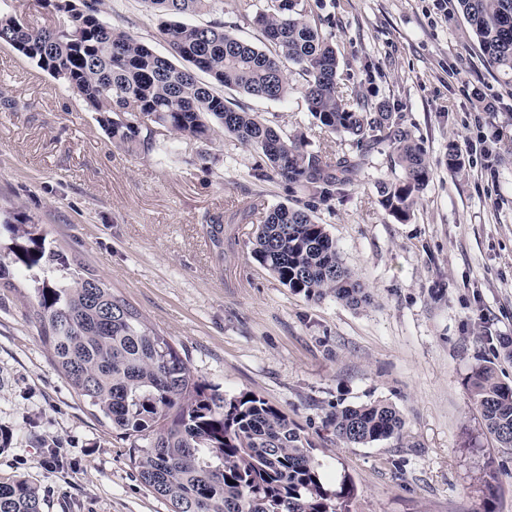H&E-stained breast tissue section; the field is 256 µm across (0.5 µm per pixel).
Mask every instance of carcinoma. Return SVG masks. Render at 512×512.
Here are the masks:
<instances>
[{
	"instance_id": "cac0c4a2",
	"label": "carcinoma",
	"mask_w": 512,
	"mask_h": 512,
	"mask_svg": "<svg viewBox=\"0 0 512 512\" xmlns=\"http://www.w3.org/2000/svg\"><path fill=\"white\" fill-rule=\"evenodd\" d=\"M55 22L39 27L0 9V42L77 91L113 144L148 153L155 127L209 142L229 134L262 155L253 176L281 179L308 199L278 204L258 224L252 254L279 282L310 301L327 297L352 308L371 293L343 262L316 212L347 195L357 164L339 151L309 148L304 135L283 136L226 92L285 102L301 95L317 127L347 136L362 155L389 149L403 177L374 183L379 205L400 223L410 219L431 167L402 115L385 100L339 94V58L310 0H241L237 18L257 27L259 43L226 23L224 0H141L159 19L158 35L178 66L145 38L102 19L105 0H36ZM486 62L512 80V0H456ZM208 15L201 24L177 22ZM303 83L298 84L294 75ZM9 251L33 276V319L58 371L75 393L131 441L141 482L170 512H350L354 490L328 489L310 442L288 415L263 398L227 397L194 379L169 339L101 278L83 275L46 246L37 224H6ZM469 394L487 431L512 448V385L490 364L477 365ZM325 427L346 445L403 439L405 420L377 401L327 415ZM38 489L22 478L0 480V512H42Z\"/></svg>"
}]
</instances>
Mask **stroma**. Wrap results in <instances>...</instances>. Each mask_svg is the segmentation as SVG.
Instances as JSON below:
<instances>
[{
  "label": "stroma",
  "instance_id": "obj_1",
  "mask_svg": "<svg viewBox=\"0 0 512 512\" xmlns=\"http://www.w3.org/2000/svg\"><path fill=\"white\" fill-rule=\"evenodd\" d=\"M455 4L314 8L341 59L340 91L388 101L432 169L408 222L377 202L374 182L403 176L381 150L344 200L320 207L343 261L371 292L357 309L307 301L253 258L256 226L241 221L243 210L292 197L286 182L254 177L257 154L228 135L205 144L162 129L153 152L126 153L76 92L0 43V224L42 225L54 249L167 336L196 379L288 414L324 483L353 484L350 512H512V448L487 433L468 389L486 361L512 385L499 346L512 336V83L486 63ZM105 18L169 54L140 0H108ZM249 105L311 148L357 154L349 138L313 125L300 96ZM452 148L463 160L455 171ZM15 282L0 288V479L28 480L43 512H169L140 481L128 442L55 367L30 320V278ZM374 401L401 412L402 441L353 447L326 429L335 407Z\"/></svg>",
  "mask_w": 512,
  "mask_h": 512
}]
</instances>
